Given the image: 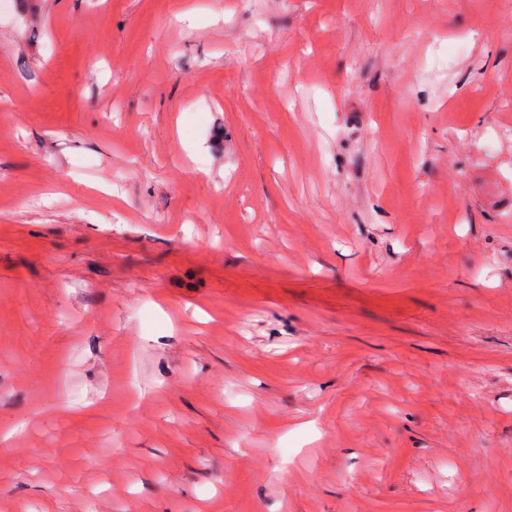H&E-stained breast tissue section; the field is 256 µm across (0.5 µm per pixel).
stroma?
<instances>
[{
	"label": "stroma",
	"mask_w": 512,
	"mask_h": 512,
	"mask_svg": "<svg viewBox=\"0 0 512 512\" xmlns=\"http://www.w3.org/2000/svg\"><path fill=\"white\" fill-rule=\"evenodd\" d=\"M512 0L0 10V512H512Z\"/></svg>",
	"instance_id": "1"
}]
</instances>
